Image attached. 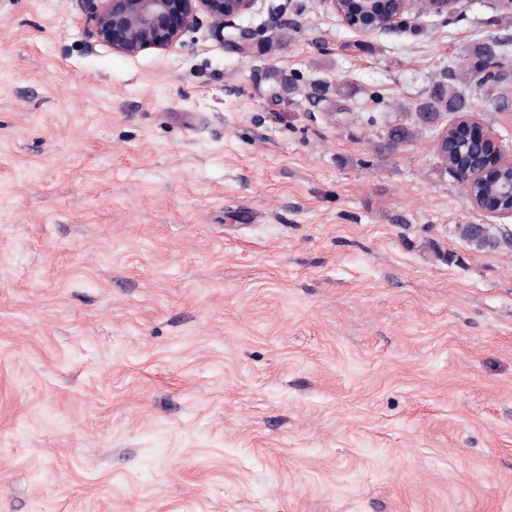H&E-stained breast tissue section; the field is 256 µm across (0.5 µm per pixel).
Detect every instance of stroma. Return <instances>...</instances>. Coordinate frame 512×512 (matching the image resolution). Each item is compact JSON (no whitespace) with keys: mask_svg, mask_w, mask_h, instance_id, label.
I'll return each mask as SVG.
<instances>
[{"mask_svg":"<svg viewBox=\"0 0 512 512\" xmlns=\"http://www.w3.org/2000/svg\"><path fill=\"white\" fill-rule=\"evenodd\" d=\"M276 9L128 56L0 0V512H512V250L387 139L512 6ZM464 91L512 143V79ZM345 1L347 0H325L324 3L332 7L345 26L363 34L390 32L405 25L408 22L405 16L415 13L417 2V0H397L399 8L396 11L386 12L381 21L366 20L358 26H353L349 24L347 13L343 8ZM459 237L478 251L512 249V233L490 224H459Z\"/></svg>","mask_w":512,"mask_h":512,"instance_id":"1","label":"stroma"}]
</instances>
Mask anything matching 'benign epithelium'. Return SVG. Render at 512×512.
<instances>
[{"instance_id": "7a95c632", "label": "benign epithelium", "mask_w": 512, "mask_h": 512, "mask_svg": "<svg viewBox=\"0 0 512 512\" xmlns=\"http://www.w3.org/2000/svg\"><path fill=\"white\" fill-rule=\"evenodd\" d=\"M88 5L86 36L109 45L112 51L136 55L154 49L167 51L182 43L186 32L206 18L210 28L218 33L229 29V41L236 47H248L258 36L252 27H244L237 20L249 13L256 0H81ZM399 8L383 15L382 20H368L353 30L371 34L390 32L407 23L405 16L416 11L417 0H397ZM471 115L465 113L444 127L435 143L448 140L450 133L460 126H473ZM444 165L464 187L482 181L489 169L505 170L512 175V147L495 145L492 133L482 132L481 153L478 160L465 166H453L448 156L439 154ZM475 208L497 219H512V207L503 208L490 197H470Z\"/></svg>"}]
</instances>
